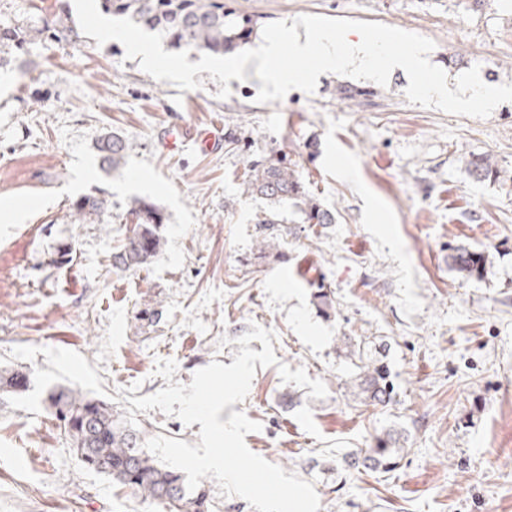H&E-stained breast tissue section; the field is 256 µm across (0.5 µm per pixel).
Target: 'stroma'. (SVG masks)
I'll list each match as a JSON object with an SVG mask.
<instances>
[{"label":"stroma","instance_id":"obj_1","mask_svg":"<svg viewBox=\"0 0 512 512\" xmlns=\"http://www.w3.org/2000/svg\"><path fill=\"white\" fill-rule=\"evenodd\" d=\"M259 26L304 14L380 22L434 41L430 61L450 77L479 66L484 83L512 84V0L469 10L459 0H233ZM77 28L73 0H0V22L31 42L28 66L0 73V368L30 379L0 397V512H159L87 470L44 404L67 386L111 404L144 438L195 445L184 425L131 401L166 388L157 359H174L191 383L211 362L231 365L238 337L274 333L279 363L322 380L325 398L256 370L244 412L255 454L314 482L319 512H512V102L485 119L408 102L405 72L387 86L319 76L314 93L256 101L254 71L229 84L202 73L181 90L144 73L120 42L68 40L38 16ZM365 90L341 98L338 86ZM126 141L122 174L100 163L97 142ZM211 133L203 142V133ZM492 155L495 182L464 171ZM287 157L306 188L336 214L305 224L279 211L282 258H260V221L273 209L244 193L257 160ZM106 198L100 216L75 223L79 197ZM163 214L162 246L147 266H113L136 201ZM485 253L481 277L448 264L449 249ZM332 293L319 314L318 286ZM156 311L153 324L140 310ZM384 342L395 393L387 405L355 398L356 369L342 337ZM229 345H221V338ZM294 397L292 406L282 403ZM393 433L399 470L346 476L342 458Z\"/></svg>","mask_w":512,"mask_h":512}]
</instances>
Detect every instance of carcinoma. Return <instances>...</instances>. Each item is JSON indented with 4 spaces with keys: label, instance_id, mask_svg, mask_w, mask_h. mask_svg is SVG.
I'll return each mask as SVG.
<instances>
[{
    "label": "carcinoma",
    "instance_id": "carcinoma-1",
    "mask_svg": "<svg viewBox=\"0 0 512 512\" xmlns=\"http://www.w3.org/2000/svg\"><path fill=\"white\" fill-rule=\"evenodd\" d=\"M102 10L115 17H129L143 29L160 32L176 50H198L217 55L231 53L247 43L253 28L251 20L235 18V11L224 0H100ZM10 50H4V47ZM28 41L23 30L0 23V69L21 68L26 63ZM126 145L122 136L105 133L99 143L101 162L114 172L125 164ZM465 172L476 182H495L500 178L498 161L489 154L473 155ZM243 191L269 200L275 206L292 205L303 215L305 224H334V213L311 194L287 162L262 160L251 164L242 182ZM107 201L82 196L72 202L79 220L101 214ZM162 214L152 202L140 201L131 212L133 235L112 253V264L125 270L148 264L162 244ZM448 262L466 277L482 274L487 263L484 253L464 246L451 248ZM346 348L358 359L359 372L351 383L363 403L386 404L392 398L390 373L370 346L348 342ZM26 373L19 369L0 370V394L25 392L29 382L19 383ZM45 402L70 441V448L81 464L112 482L128 488L132 494L152 499L166 512H209L208 494L200 484L188 491L186 475L158 463L143 445L140 432L123 421L107 403L87 397L72 388L55 386ZM392 433L375 440L372 448H361L343 457L347 472L370 466L390 472L397 469L404 449L396 447Z\"/></svg>",
    "mask_w": 512,
    "mask_h": 512
}]
</instances>
